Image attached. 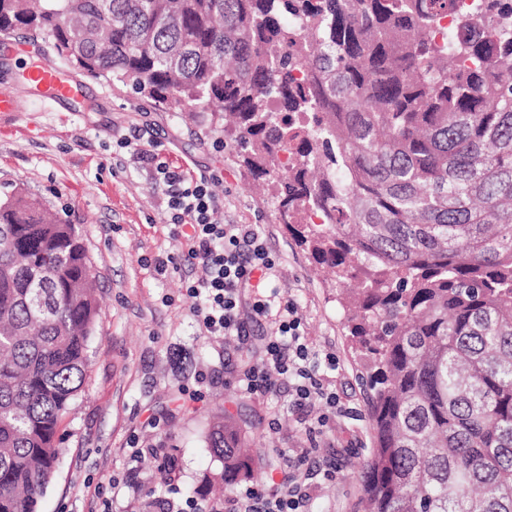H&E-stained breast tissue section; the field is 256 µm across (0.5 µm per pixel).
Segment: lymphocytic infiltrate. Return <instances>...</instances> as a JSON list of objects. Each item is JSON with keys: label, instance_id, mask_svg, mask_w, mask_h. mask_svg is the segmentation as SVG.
<instances>
[{"label": "lymphocytic infiltrate", "instance_id": "f902f5d3", "mask_svg": "<svg viewBox=\"0 0 512 512\" xmlns=\"http://www.w3.org/2000/svg\"><path fill=\"white\" fill-rule=\"evenodd\" d=\"M141 135L122 138L120 145L154 170L156 184L166 200L174 236L184 238L178 254L157 259L155 270L201 265L202 277L187 282L191 312L206 335L244 339L252 326L266 329L263 357L238 378L248 395L287 390L293 406L333 409L339 400L324 387L303 339L301 320L293 304L282 303L272 289L279 273L276 257L266 240L250 224L224 221V203L212 191L221 175L216 171L190 172L163 161L143 148ZM309 487L294 473H284L270 492L245 488L232 498L231 512H306Z\"/></svg>", "mask_w": 512, "mask_h": 512}]
</instances>
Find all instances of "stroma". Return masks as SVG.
Listing matches in <instances>:
<instances>
[{"label": "stroma", "instance_id": "obj_1", "mask_svg": "<svg viewBox=\"0 0 512 512\" xmlns=\"http://www.w3.org/2000/svg\"><path fill=\"white\" fill-rule=\"evenodd\" d=\"M42 62L79 85L74 100L54 104L30 88L24 70ZM3 94L19 109L0 112V200L33 194L77 227L96 269L100 303L86 381L61 424L65 451L42 512H103L107 501L112 512H157L163 494L184 505L203 473L217 466L206 437L212 416L222 410L263 451L249 486L270 483L278 449L294 457L309 448L328 465L316 479L313 512H358L373 438L343 295L282 224L276 200L254 190L234 144L120 83L73 70L39 35H0ZM135 128L165 142L174 165L223 170L213 191L224 201L225 220L256 225L279 256L276 287L294 302L312 352L336 358L324 380L341 410L322 431H307L287 398L242 394L236 373L244 348L203 335L189 310L184 283L194 271L155 272V259L181 244L151 169L116 145ZM132 441L143 448L144 460H131ZM167 456L176 459L177 470L166 480L155 462ZM117 479L128 482L119 494L112 489Z\"/></svg>", "mask_w": 512, "mask_h": 512}]
</instances>
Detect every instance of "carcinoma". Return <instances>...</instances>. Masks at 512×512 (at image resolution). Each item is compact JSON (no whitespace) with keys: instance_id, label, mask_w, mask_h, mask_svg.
Instances as JSON below:
<instances>
[{"instance_id":"cac0c4a2","label":"carcinoma","mask_w":512,"mask_h":512,"mask_svg":"<svg viewBox=\"0 0 512 512\" xmlns=\"http://www.w3.org/2000/svg\"><path fill=\"white\" fill-rule=\"evenodd\" d=\"M17 30L221 128L347 287L372 391L362 512H512V0H0ZM91 266L40 199L0 201V512H40L61 462ZM207 447L194 493L224 512L209 490L258 449L225 415Z\"/></svg>"}]
</instances>
